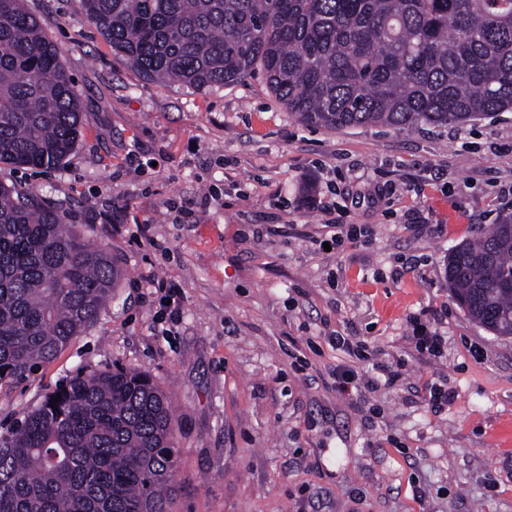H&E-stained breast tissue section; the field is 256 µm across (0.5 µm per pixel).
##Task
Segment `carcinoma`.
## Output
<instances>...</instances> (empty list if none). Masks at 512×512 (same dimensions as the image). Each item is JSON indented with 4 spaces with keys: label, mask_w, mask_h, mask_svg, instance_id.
<instances>
[{
    "label": "carcinoma",
    "mask_w": 512,
    "mask_h": 512,
    "mask_svg": "<svg viewBox=\"0 0 512 512\" xmlns=\"http://www.w3.org/2000/svg\"><path fill=\"white\" fill-rule=\"evenodd\" d=\"M84 9L145 79L200 90L259 69L307 125L402 131L512 111V0H84ZM81 114L59 46L24 0H0V164L61 165ZM446 273L471 320L512 336V214L450 252ZM118 279L106 248L31 188L0 182V388L55 360ZM173 434L169 396L147 373H78L0 438V512H170Z\"/></svg>",
    "instance_id": "carcinoma-1"
}]
</instances>
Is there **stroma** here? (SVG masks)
I'll use <instances>...</instances> for the list:
<instances>
[{"mask_svg":"<svg viewBox=\"0 0 512 512\" xmlns=\"http://www.w3.org/2000/svg\"><path fill=\"white\" fill-rule=\"evenodd\" d=\"M25 6L63 51L82 136L59 167L0 165V181L58 207L121 278L56 360L0 390V437L77 373L144 370L175 410L171 512H512V337L468 318L444 273L512 213V112L312 127L262 75L152 82L114 59L82 0ZM335 222L364 244L324 249ZM150 273L180 285L179 320ZM426 327L444 358L417 351ZM338 332L398 381L355 398L322 385L351 361Z\"/></svg>","mask_w":512,"mask_h":512,"instance_id":"obj_1","label":"stroma"}]
</instances>
